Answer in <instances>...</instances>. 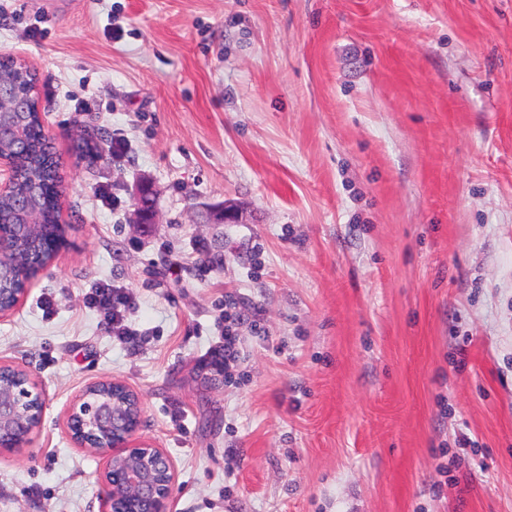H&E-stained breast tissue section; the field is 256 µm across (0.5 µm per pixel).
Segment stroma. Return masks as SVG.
Segmentation results:
<instances>
[{
	"mask_svg": "<svg viewBox=\"0 0 512 512\" xmlns=\"http://www.w3.org/2000/svg\"><path fill=\"white\" fill-rule=\"evenodd\" d=\"M1 51L37 74L70 246L0 321L46 400L0 512H100L63 411L107 379L170 512H512V0H0ZM228 297L229 383L200 366ZM87 301L104 312L107 324L112 327L113 336H131L132 330L125 322L127 313L135 306V298L126 288L115 285L91 287Z\"/></svg>",
	"mask_w": 512,
	"mask_h": 512,
	"instance_id": "35a3bbf8",
	"label": "stroma"
}]
</instances>
